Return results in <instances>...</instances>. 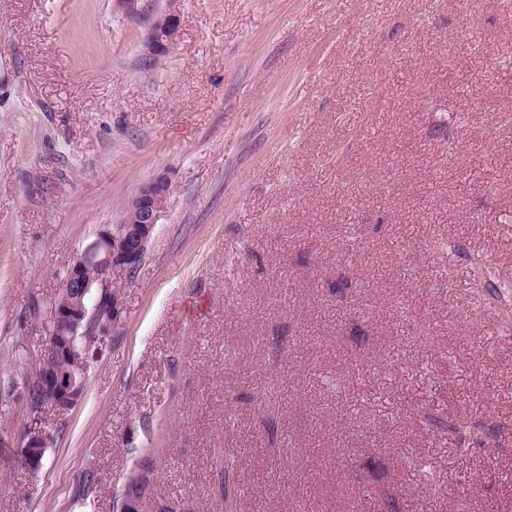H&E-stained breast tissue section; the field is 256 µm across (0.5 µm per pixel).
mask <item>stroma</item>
<instances>
[{"instance_id":"stroma-1","label":"stroma","mask_w":512,"mask_h":512,"mask_svg":"<svg viewBox=\"0 0 512 512\" xmlns=\"http://www.w3.org/2000/svg\"><path fill=\"white\" fill-rule=\"evenodd\" d=\"M159 174L31 472L60 279ZM147 461L144 512H512V0H0V512ZM179 32V16L171 11L151 26L147 34V44L152 51L162 52L177 40Z\"/></svg>"}]
</instances>
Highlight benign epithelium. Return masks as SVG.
Wrapping results in <instances>:
<instances>
[{
    "instance_id": "7a95c632",
    "label": "benign epithelium",
    "mask_w": 512,
    "mask_h": 512,
    "mask_svg": "<svg viewBox=\"0 0 512 512\" xmlns=\"http://www.w3.org/2000/svg\"><path fill=\"white\" fill-rule=\"evenodd\" d=\"M179 32V16L171 11L151 26L147 44L152 51L162 52L177 40ZM169 193V178L164 174L145 182L134 196L131 220L116 227L102 226L66 270L51 305L48 342L32 373L45 397V404L29 414L32 426L26 435L24 453L25 464L33 473L40 470L43 450L52 441V435L37 424L47 411L60 414L78 404L91 364L122 322L121 297L112 289L110 272L118 266L130 272L138 267ZM57 356L67 362L64 375L48 367V361ZM151 473L150 469L142 472L140 490L125 494L117 512H144Z\"/></svg>"
}]
</instances>
